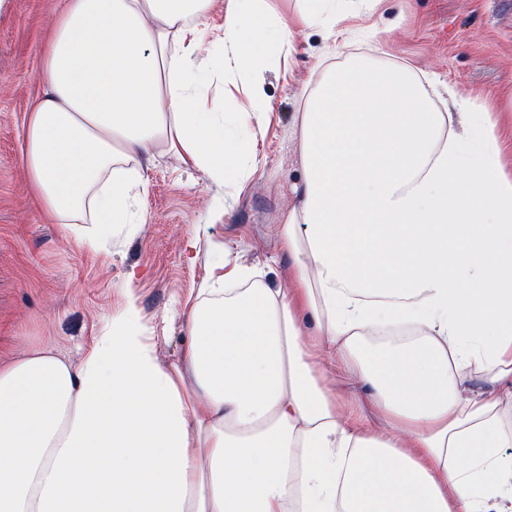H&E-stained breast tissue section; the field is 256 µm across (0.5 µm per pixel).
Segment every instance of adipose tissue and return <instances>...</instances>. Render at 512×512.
I'll return each instance as SVG.
<instances>
[{
	"label": "adipose tissue",
	"instance_id": "ef3b65f1",
	"mask_svg": "<svg viewBox=\"0 0 512 512\" xmlns=\"http://www.w3.org/2000/svg\"><path fill=\"white\" fill-rule=\"evenodd\" d=\"M219 3L215 51L252 105L230 127L195 109ZM316 25L339 38L336 0L290 20L265 0H64L23 124L35 203L94 224L75 243L100 252L132 229L156 148L238 178L263 71ZM458 104L405 68L329 71L299 120L287 287L226 249L183 306L175 362L130 277L80 364L43 346L0 367V512H512V141ZM383 330L417 338L367 342Z\"/></svg>",
	"mask_w": 512,
	"mask_h": 512
}]
</instances>
